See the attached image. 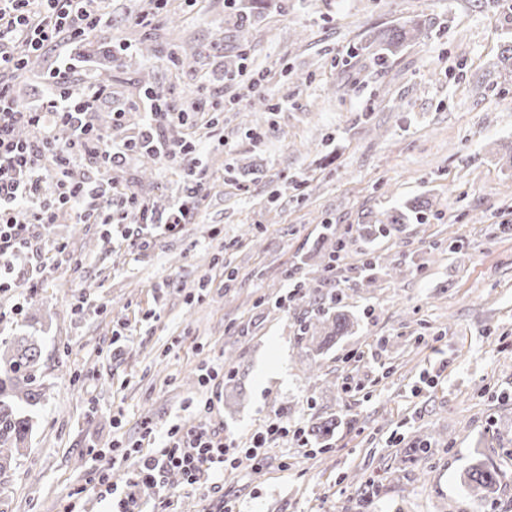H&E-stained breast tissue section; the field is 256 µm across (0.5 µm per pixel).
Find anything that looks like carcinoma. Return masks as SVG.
Instances as JSON below:
<instances>
[{
	"label": "carcinoma",
	"mask_w": 512,
	"mask_h": 512,
	"mask_svg": "<svg viewBox=\"0 0 512 512\" xmlns=\"http://www.w3.org/2000/svg\"><path fill=\"white\" fill-rule=\"evenodd\" d=\"M422 29V22L412 19L399 27L374 33L369 46L383 59L396 56L420 37ZM166 45L169 62L181 71L188 68L183 42L168 38ZM429 210L430 203L421 200L389 214L387 223L407 224L420 219V215ZM352 326L350 316L338 303H320L313 309L299 342L305 343L309 353H318L347 335ZM41 359V346L33 336L0 341V478L14 470L26 454L34 427L33 408L40 405L45 396ZM505 478L504 470L479 458L465 471L463 481L476 499L486 501L498 492Z\"/></svg>",
	"instance_id": "cac0c4a2"
}]
</instances>
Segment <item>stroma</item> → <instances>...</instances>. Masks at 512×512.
I'll list each match as a JSON object with an SVG mask.
<instances>
[{"instance_id":"obj_1","label":"stroma","mask_w":512,"mask_h":512,"mask_svg":"<svg viewBox=\"0 0 512 512\" xmlns=\"http://www.w3.org/2000/svg\"><path fill=\"white\" fill-rule=\"evenodd\" d=\"M142 0H108L94 61L71 77L105 78L101 116L150 81L174 106L195 100L194 155L207 190L191 223L126 238L99 224L35 229L9 257L0 336L42 347L46 398L20 466L0 481V512H112L84 486L103 451L161 448L198 424L246 446L269 420L326 443L277 441L223 477L156 490L136 460L113 472L142 512H512V478L491 502L462 475L484 455L512 475V42L507 0H170L151 26ZM411 19L425 35L379 62L373 31ZM177 23L204 44L196 76L175 71L147 32ZM65 40L35 74L13 78L37 106ZM268 110L252 111L250 75ZM220 123L221 140L208 123ZM265 132L256 141L255 132ZM184 169L132 159V190L179 200ZM429 197L423 223L386 215ZM332 225L347 242L323 273ZM340 303L356 323L307 378L297 343L308 299L280 307L295 283ZM218 369L203 382V368ZM418 462L404 453L419 440Z\"/></svg>"}]
</instances>
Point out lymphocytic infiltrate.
I'll return each mask as SVG.
<instances>
[{
    "instance_id": "lymphocytic-infiltrate-1",
    "label": "lymphocytic infiltrate",
    "mask_w": 512,
    "mask_h": 512,
    "mask_svg": "<svg viewBox=\"0 0 512 512\" xmlns=\"http://www.w3.org/2000/svg\"><path fill=\"white\" fill-rule=\"evenodd\" d=\"M108 22L96 0H0V259L29 246L32 226L59 223L65 214L76 224L89 223L99 214L107 224L170 230L187 223L192 200L206 191L196 163L187 160L188 144L166 135L178 117L167 106L152 108L138 137L114 141L92 121L101 100L110 94L108 81L72 88L75 66L68 61L52 69L54 86L39 106L17 104L10 77L22 67L25 56H40L62 39L81 38ZM22 127L33 130V137L21 138ZM143 153L188 165L186 198L168 212L150 210L134 192L109 191L97 178L74 181L69 177L78 165L114 169ZM50 170L56 175L57 189L48 199L40 187ZM303 436L302 429L279 417L256 431L249 446L240 449L215 437L208 427L173 426L158 454L140 459L135 476L143 484L158 487L176 473L184 485L192 486L205 477L222 475L238 455L256 457L278 440L299 441Z\"/></svg>"
}]
</instances>
